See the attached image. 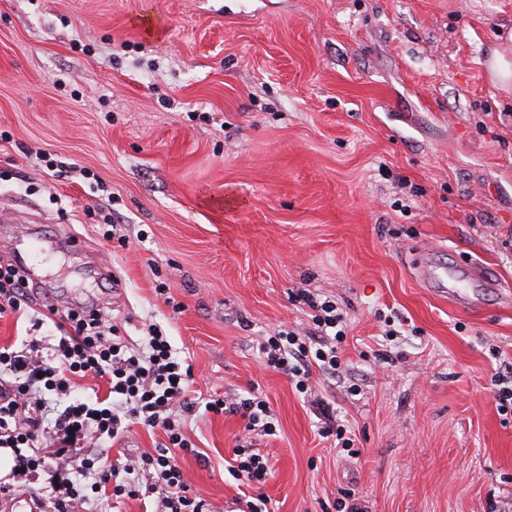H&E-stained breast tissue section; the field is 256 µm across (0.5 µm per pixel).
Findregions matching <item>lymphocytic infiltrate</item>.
<instances>
[{
  "instance_id": "1",
  "label": "lymphocytic infiltrate",
  "mask_w": 512,
  "mask_h": 512,
  "mask_svg": "<svg viewBox=\"0 0 512 512\" xmlns=\"http://www.w3.org/2000/svg\"><path fill=\"white\" fill-rule=\"evenodd\" d=\"M29 282L19 269L0 263V315L24 314L30 299ZM312 328L308 334L278 328L261 344L265 364L288 375L299 393H308L312 367L334 371L340 365L336 346L345 335L344 320L333 301L306 296ZM46 320L59 332L50 358L41 360L0 348V447L13 449L15 467L31 472L52 461L54 512H87L102 491L112 497H135L143 482L163 485L153 512H206L205 502L190 495V486L177 462V453L190 443L181 430L178 412L190 409L187 392L193 367L180 359L167 336L153 330L142 343L120 336L117 326L95 313L49 308ZM103 381L108 390L95 404L73 401L49 414L46 393L67 395L75 379ZM214 413L240 416L251 435L270 436L275 424L267 400L252 395L217 397L207 402ZM162 429L165 438L152 454L109 464L105 448L130 425ZM53 429L62 441L43 450L41 438ZM81 476L73 478L71 466Z\"/></svg>"
}]
</instances>
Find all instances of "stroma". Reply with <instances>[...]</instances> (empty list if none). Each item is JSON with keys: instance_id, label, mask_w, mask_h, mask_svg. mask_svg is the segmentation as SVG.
Listing matches in <instances>:
<instances>
[{"instance_id": "stroma-1", "label": "stroma", "mask_w": 512, "mask_h": 512, "mask_svg": "<svg viewBox=\"0 0 512 512\" xmlns=\"http://www.w3.org/2000/svg\"><path fill=\"white\" fill-rule=\"evenodd\" d=\"M511 19L512 0H0V260L29 233L52 243L0 347L53 346L50 305L169 336L194 371L178 462L209 512L258 492L269 512L344 496L512 512V412L494 396L512 362V96L485 67ZM439 250L498 283L478 313L418 279ZM301 290L346 325L339 373L313 369L308 397L258 350L310 327ZM250 392L276 425L253 442L259 490L228 472L243 420L204 408ZM329 417L351 448L321 436ZM162 437L132 426L109 461ZM49 481L0 476V512H54Z\"/></svg>"}]
</instances>
